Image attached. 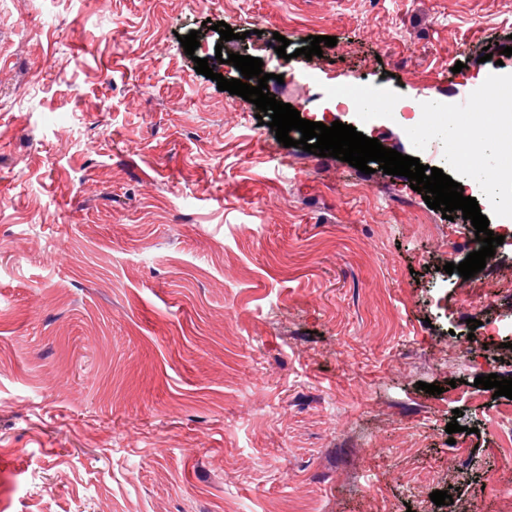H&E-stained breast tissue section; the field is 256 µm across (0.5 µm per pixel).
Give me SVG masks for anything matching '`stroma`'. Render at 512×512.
<instances>
[{"mask_svg": "<svg viewBox=\"0 0 512 512\" xmlns=\"http://www.w3.org/2000/svg\"><path fill=\"white\" fill-rule=\"evenodd\" d=\"M193 30L262 47L301 118L424 165L408 122L336 111L305 38L336 37L323 57L380 99L512 77V0H0V512H446L450 486L512 512L500 401L474 383L512 357L469 326H512V297L482 299L512 248L447 274L469 225L406 177L284 147L196 72Z\"/></svg>", "mask_w": 512, "mask_h": 512, "instance_id": "1", "label": "stroma"}]
</instances>
